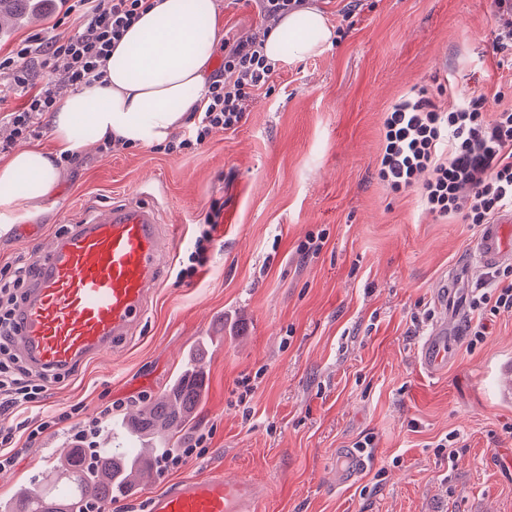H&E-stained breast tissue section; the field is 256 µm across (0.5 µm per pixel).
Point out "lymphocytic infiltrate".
<instances>
[{"mask_svg": "<svg viewBox=\"0 0 512 512\" xmlns=\"http://www.w3.org/2000/svg\"><path fill=\"white\" fill-rule=\"evenodd\" d=\"M148 0H66L65 14H78L79 28L71 34L26 40L7 56H0V102L7 94L22 97V104L6 113L13 140L39 137L41 119L53 111L67 90L103 78V64L126 30L147 10ZM264 35L254 32L225 43L224 58L207 92L192 115L193 122L179 141L186 149L204 144L213 134L235 129L243 119L242 103L262 90L273 71L264 54ZM60 58L63 70L42 84L31 80L28 64ZM449 161H441L442 153ZM380 179L392 190L420 186L426 208L442 217L462 216L480 227L512 209V107L486 119L479 101L442 110L418 90L387 113L383 122ZM219 207H212L199 225L189 264L180 268L177 281L193 278L208 261L218 229ZM31 266L0 269V416L38 406L49 381L33 374L13 348L16 314ZM81 404L37 421L0 424V474L10 471L20 453L17 433L35 442L48 430L66 428L77 442L87 443L89 432L79 420Z\"/></svg>", "mask_w": 512, "mask_h": 512, "instance_id": "f902f5d3", "label": "lymphocytic infiltrate"}]
</instances>
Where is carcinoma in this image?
I'll return each instance as SVG.
<instances>
[{
    "mask_svg": "<svg viewBox=\"0 0 512 512\" xmlns=\"http://www.w3.org/2000/svg\"><path fill=\"white\" fill-rule=\"evenodd\" d=\"M203 373L197 366L184 371L171 388L153 401L131 421L122 423L126 435L135 439L159 438L155 455L168 456L177 452L170 441L193 419L201 401ZM136 461L110 448H100L93 460L67 459L61 464L58 479L67 485L68 497L60 498L55 484L38 489L21 487L16 498L23 505L21 512H73L71 506L91 500L112 498L114 477L119 475L127 483L137 480Z\"/></svg>",
    "mask_w": 512,
    "mask_h": 512,
    "instance_id": "cac0c4a2",
    "label": "carcinoma"
}]
</instances>
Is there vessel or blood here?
<instances>
[{"mask_svg":"<svg viewBox=\"0 0 512 512\" xmlns=\"http://www.w3.org/2000/svg\"><path fill=\"white\" fill-rule=\"evenodd\" d=\"M511 223L512 210L483 226L475 253L480 265L512 262V241L503 234ZM163 241L158 208L142 193L88 214L56 237L38 255L39 273L18 310L14 348L30 369L62 379L133 335L158 284ZM466 318L461 307L452 321L435 326L418 355L425 369L439 373L447 367ZM342 454L339 480L354 482L369 458L358 448ZM142 502L145 512H258L249 482L225 480L220 472L172 482L145 493Z\"/></svg>","mask_w":512,"mask_h":512,"instance_id":"b4317fda","label":"vessel or blood"}]
</instances>
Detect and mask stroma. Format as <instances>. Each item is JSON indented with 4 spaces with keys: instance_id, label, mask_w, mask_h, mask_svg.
<instances>
[{
    "instance_id": "obj_1",
    "label": "stroma",
    "mask_w": 512,
    "mask_h": 512,
    "mask_svg": "<svg viewBox=\"0 0 512 512\" xmlns=\"http://www.w3.org/2000/svg\"><path fill=\"white\" fill-rule=\"evenodd\" d=\"M226 39L267 22L255 0H215ZM333 24L331 49L275 69L268 95L244 103L236 129L197 148L92 147L65 164L54 202L0 233V267L29 264L85 213L152 191L170 247L138 330L115 352L51 384L30 418L104 403L120 422L164 395L188 352L205 398L180 443L207 447L180 468L152 470L153 491L223 468L262 484L260 512H512V401L496 373L512 361V311L470 312L487 334H462L445 373L418 351L438 316L449 268L471 303L490 268L473 259L479 229L425 210L418 189L378 178L384 118L427 88L450 109L480 98L486 118L512 106V55L494 48V0H308ZM0 34V55L55 35L60 0H43ZM220 205L207 264L177 282L196 226ZM324 233L318 254H298ZM70 434L24 446L0 475V505L57 473ZM372 445L352 486L340 449Z\"/></svg>"
}]
</instances>
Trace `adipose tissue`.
Listing matches in <instances>:
<instances>
[{
  "instance_id": "obj_1",
  "label": "adipose tissue",
  "mask_w": 512,
  "mask_h": 512,
  "mask_svg": "<svg viewBox=\"0 0 512 512\" xmlns=\"http://www.w3.org/2000/svg\"><path fill=\"white\" fill-rule=\"evenodd\" d=\"M113 49L101 80L62 98L49 116L52 149L26 146L0 163V223L43 210L57 191L61 166L112 137L152 146L186 126L211 72L222 24L214 0H150ZM334 31L316 8L283 16L265 40L275 64L331 48Z\"/></svg>"
}]
</instances>
